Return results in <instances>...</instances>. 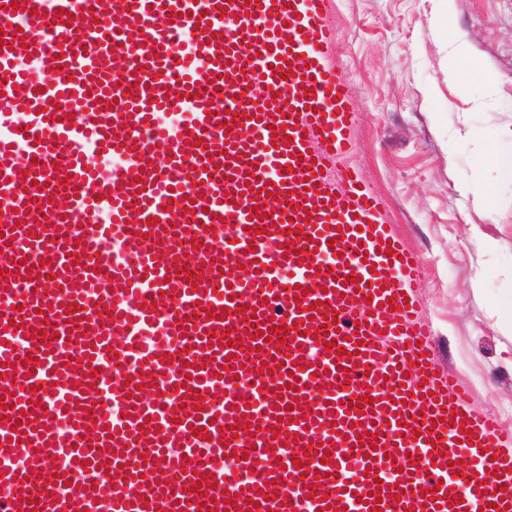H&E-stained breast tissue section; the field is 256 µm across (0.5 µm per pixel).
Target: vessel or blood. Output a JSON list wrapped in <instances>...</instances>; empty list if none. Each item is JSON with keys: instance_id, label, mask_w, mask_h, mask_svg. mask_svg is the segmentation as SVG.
Segmentation results:
<instances>
[{"instance_id": "1", "label": "vessel or blood", "mask_w": 512, "mask_h": 512, "mask_svg": "<svg viewBox=\"0 0 512 512\" xmlns=\"http://www.w3.org/2000/svg\"><path fill=\"white\" fill-rule=\"evenodd\" d=\"M325 3L0 7V512H512L344 162Z\"/></svg>"}]
</instances>
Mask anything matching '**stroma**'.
<instances>
[{
	"instance_id": "stroma-1",
	"label": "stroma",
	"mask_w": 512,
	"mask_h": 512,
	"mask_svg": "<svg viewBox=\"0 0 512 512\" xmlns=\"http://www.w3.org/2000/svg\"><path fill=\"white\" fill-rule=\"evenodd\" d=\"M447 13L480 72L462 91L448 84ZM329 17L357 112L349 161L423 259L413 291L441 370L512 451V335L490 304L512 290V181L479 168L469 138L512 141V0H329ZM476 174L489 202L462 190Z\"/></svg>"
}]
</instances>
